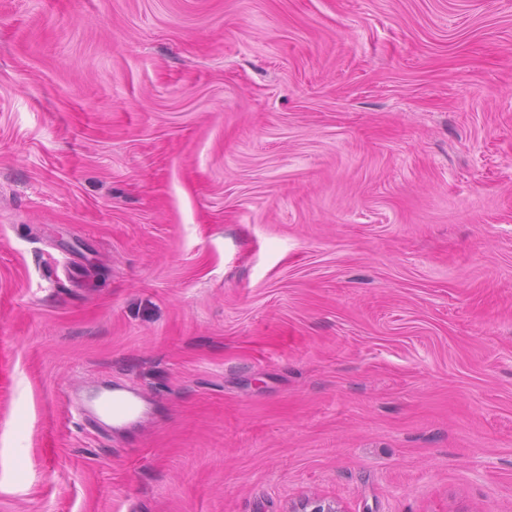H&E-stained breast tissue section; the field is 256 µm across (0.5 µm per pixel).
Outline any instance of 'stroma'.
Instances as JSON below:
<instances>
[{
    "label": "stroma",
    "instance_id": "stroma-1",
    "mask_svg": "<svg viewBox=\"0 0 512 512\" xmlns=\"http://www.w3.org/2000/svg\"><path fill=\"white\" fill-rule=\"evenodd\" d=\"M306 497L512 512V0H0V512ZM144 400L132 393H116L98 396L93 405L97 418H105L112 422H124L134 416Z\"/></svg>",
    "mask_w": 512,
    "mask_h": 512
}]
</instances>
